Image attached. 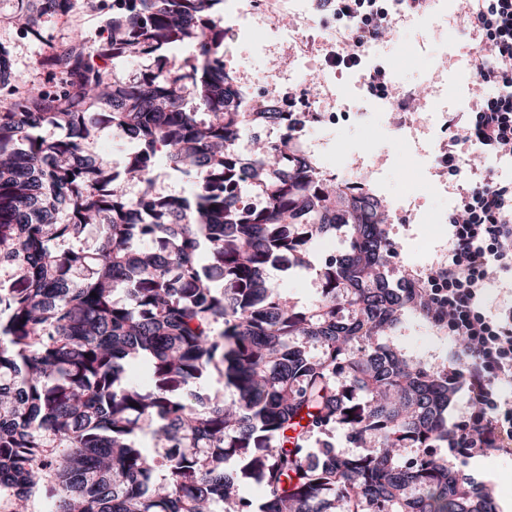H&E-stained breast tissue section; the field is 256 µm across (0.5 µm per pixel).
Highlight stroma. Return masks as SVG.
Returning <instances> with one entry per match:
<instances>
[{
	"label": "stroma",
	"mask_w": 512,
	"mask_h": 512,
	"mask_svg": "<svg viewBox=\"0 0 512 512\" xmlns=\"http://www.w3.org/2000/svg\"><path fill=\"white\" fill-rule=\"evenodd\" d=\"M31 7L41 14L42 40L20 37L11 22L17 0H0V45L8 49L21 82L39 83L48 72L40 63L49 47L65 46L74 31L96 35L99 16L74 11L60 18L44 11L41 0ZM461 0H434L423 13H400L395 32L381 49L393 95L409 94L413 109H380L377 98L363 85L364 67L336 71L325 68L321 48L330 42L332 15L322 5L273 19L262 15L236 16V0H224V64L243 90L253 88L256 69H269L272 87L288 86L301 95L319 96V109L336 114L335 124L305 121L298 136L322 170L340 179H354L379 197L391 214L386 221L398 253L393 276L404 270L434 267L448 259L449 218L455 213L462 188L473 181L472 169L451 174L436 159L443 147V126L448 113L472 107L479 93L473 80L456 86V78L471 70L476 42L470 36L448 38L449 17H462ZM283 27L298 29L301 37L315 39L319 52L294 57L279 41ZM304 82L292 81V74ZM346 247L343 231L314 242L310 263L289 270L272 268L269 279L283 288L291 303L308 307L319 295L318 269L325 258ZM405 357L422 359L435 367L447 362L461 343L414 313L387 333ZM450 470L486 488L494 504L512 499V483H500L512 473V453L500 452L464 461L449 456Z\"/></svg>",
	"instance_id": "stroma-1"
}]
</instances>
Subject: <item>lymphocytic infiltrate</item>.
<instances>
[{
    "label": "lymphocytic infiltrate",
    "mask_w": 512,
    "mask_h": 512,
    "mask_svg": "<svg viewBox=\"0 0 512 512\" xmlns=\"http://www.w3.org/2000/svg\"><path fill=\"white\" fill-rule=\"evenodd\" d=\"M336 23L324 55L328 67L359 66L365 42L394 31L387 0H324ZM465 28L478 42L473 77L487 94L468 112H453L445 125L439 162L456 172L464 165L462 146L474 143L484 154L512 153V0H464ZM461 219L450 224V251L437 267L432 285L416 282L418 293L440 308L435 325L463 340L465 354L454 355L449 372L463 371L477 408L460 435L448 445L463 459L512 450V316L504 319L482 309L484 290L497 267H512V180L480 175L460 195Z\"/></svg>",
    "instance_id": "f902f5d3"
}]
</instances>
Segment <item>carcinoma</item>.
Masks as SVG:
<instances>
[{"label":"carcinoma","instance_id":"obj_1","mask_svg":"<svg viewBox=\"0 0 512 512\" xmlns=\"http://www.w3.org/2000/svg\"><path fill=\"white\" fill-rule=\"evenodd\" d=\"M131 2L106 15L107 41L50 48L45 83L0 65V512L35 494L44 512H494L441 453L457 434L448 366L381 340L435 310L389 275L381 200L322 174L295 113L250 111L224 65V0ZM183 46L173 71L165 52ZM102 54L153 63L111 79ZM108 127L136 143L120 172L91 155ZM248 130L263 152L239 151ZM164 172L190 194L159 193ZM89 226L91 254L69 245ZM341 226L347 248L296 307L268 268L307 264ZM214 377L222 390L185 397ZM336 428L366 452L302 446Z\"/></svg>","mask_w":512,"mask_h":512}]
</instances>
